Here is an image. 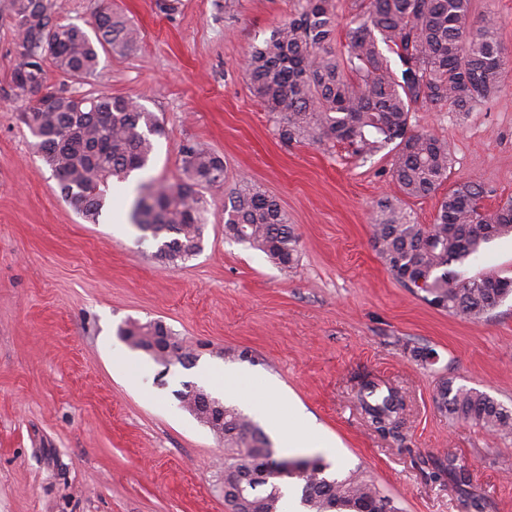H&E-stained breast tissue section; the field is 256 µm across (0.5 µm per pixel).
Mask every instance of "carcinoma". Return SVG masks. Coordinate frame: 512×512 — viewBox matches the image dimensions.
<instances>
[{
	"label": "carcinoma",
	"instance_id": "1",
	"mask_svg": "<svg viewBox=\"0 0 512 512\" xmlns=\"http://www.w3.org/2000/svg\"><path fill=\"white\" fill-rule=\"evenodd\" d=\"M15 22L20 62L12 81L35 96L18 113L37 139L43 163L58 180L61 195L92 224L105 206L104 188L147 167L152 137L164 127L131 98L99 92L78 96L49 86L47 64L77 78L94 75L99 49H128L139 32L111 0H91L95 38L81 27L53 18L55 0H8ZM358 24L345 53L332 48L338 4L335 0H299L297 13L252 46L245 79L267 111L276 115L279 137L310 142H348L365 157L395 144L392 177L399 192L421 199L438 192L448 179V142L429 131L409 129L418 107L468 112L500 91L503 69L499 30L502 21L488 14L474 19L473 0H354ZM396 56L391 66L384 51ZM184 178L174 184H150L132 201L128 219L154 239L157 256L177 266L201 251L204 206L198 189L224 185V159L195 142L182 151ZM483 191L460 184L446 193L432 224L416 223L409 212L386 198L372 218V243L391 275L404 287L422 292L429 304L471 320L493 310L512 294V278L495 274L465 278L452 269L479 254L492 239L512 234V201L477 209ZM224 232L286 268L296 259L297 239L277 199L242 183L224 207ZM159 323L130 322L119 334L151 353L163 366H182L192 352L173 343L156 349ZM198 388L178 393L181 406L224 442V501L233 512H281L283 498L273 469L276 451L262 428L233 406L224 419ZM356 399L374 431L400 435L405 400L392 386L359 376ZM435 402L448 415L496 432H512V411L474 388L448 379ZM268 467L267 481L239 501L242 476ZM319 459L298 477L307 512H398L364 471L342 478L325 474Z\"/></svg>",
	"mask_w": 512,
	"mask_h": 512
}]
</instances>
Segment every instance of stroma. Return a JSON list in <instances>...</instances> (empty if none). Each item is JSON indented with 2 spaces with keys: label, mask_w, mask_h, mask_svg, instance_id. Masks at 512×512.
I'll list each match as a JSON object with an SVG mask.
<instances>
[{
  "label": "stroma",
  "mask_w": 512,
  "mask_h": 512,
  "mask_svg": "<svg viewBox=\"0 0 512 512\" xmlns=\"http://www.w3.org/2000/svg\"><path fill=\"white\" fill-rule=\"evenodd\" d=\"M140 30L125 51L99 54L95 76L50 70L77 95L108 91L138 101L165 127L151 164L112 182L98 223L60 196L36 140L19 121L27 104L11 74L15 23L0 9V512H231L224 502V445L181 408L195 367L162 370L120 336L126 322L163 321L213 369L204 390L220 398L231 350L236 406L266 424V385L317 426L300 458L323 457L330 476L367 471L401 512H463V499L512 512V433H492L438 409L446 378L512 411V296L485 318L437 309L403 287L372 243L377 200L400 198L392 149L364 159L341 143L283 142L251 92L246 56L297 0H112ZM475 15L503 25L507 62L496 98L468 112H413V130L447 140V186L480 185L493 209L512 198V0H474ZM224 159V187L202 193L200 253L171 266L158 240L128 221L142 181L182 177L185 145ZM247 180L278 199L295 228L297 262L272 265L224 234V205ZM417 223H433L440 198H400ZM465 276L512 278V235L461 267ZM434 360L418 359V352ZM370 372L406 402L403 440L366 425L352 389ZM332 443L330 453L319 446ZM285 448L276 450L284 457ZM455 458L470 481L456 482Z\"/></svg>",
  "instance_id": "1"
}]
</instances>
